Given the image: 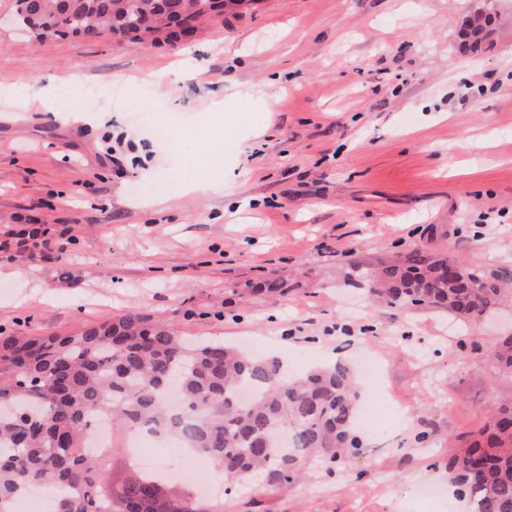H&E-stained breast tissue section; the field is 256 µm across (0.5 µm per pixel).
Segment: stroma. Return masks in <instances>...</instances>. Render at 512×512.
Listing matches in <instances>:
<instances>
[{
    "label": "stroma",
    "instance_id": "stroma-1",
    "mask_svg": "<svg viewBox=\"0 0 512 512\" xmlns=\"http://www.w3.org/2000/svg\"><path fill=\"white\" fill-rule=\"evenodd\" d=\"M478 8L494 22L473 47L457 26ZM177 60L171 88L156 75ZM88 83L123 86L121 105L61 107ZM16 224L61 249L0 251V330L142 312L293 374L334 351L390 416L382 438L357 426L350 463L231 490L224 512H469L447 463L512 402L486 356L512 295L461 320L376 305L339 270L419 250L512 271V0H243L136 44L2 23L0 242Z\"/></svg>",
    "mask_w": 512,
    "mask_h": 512
}]
</instances>
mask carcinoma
<instances>
[{"instance_id": "carcinoma-1", "label": "carcinoma", "mask_w": 512, "mask_h": 512, "mask_svg": "<svg viewBox=\"0 0 512 512\" xmlns=\"http://www.w3.org/2000/svg\"><path fill=\"white\" fill-rule=\"evenodd\" d=\"M195 0H13L38 39L108 30L132 41L145 11L176 19ZM343 281L390 305L432 306L475 319L500 305L512 275L416 251L401 263H353ZM512 374V336L490 351ZM358 394L349 370L318 367L293 379L280 360L258 359L220 341H187L145 313H129L70 336L0 331V512H15L31 488L55 491L54 512H180L163 501L171 477L140 469L108 491L109 454L86 448L93 418L112 428L173 435L241 485L286 490L311 462L324 466L360 448L353 429ZM183 411L172 418L169 402ZM448 459L455 495L471 512H512V407Z\"/></svg>"}]
</instances>
